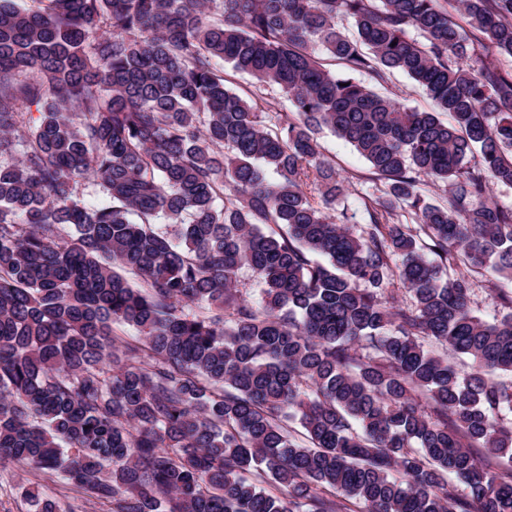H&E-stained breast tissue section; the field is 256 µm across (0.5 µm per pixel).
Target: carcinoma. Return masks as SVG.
<instances>
[{
  "mask_svg": "<svg viewBox=\"0 0 512 512\" xmlns=\"http://www.w3.org/2000/svg\"><path fill=\"white\" fill-rule=\"evenodd\" d=\"M33 2L0 0V465L109 512H512V290L487 321L452 272L512 281V0ZM394 72L448 123L353 77ZM325 128L385 180L356 231ZM224 73L228 86L256 102L264 112L268 111L267 105L270 103H280V105L288 107V102L276 87L259 86L249 75L237 73L229 66H224Z\"/></svg>",
  "mask_w": 512,
  "mask_h": 512,
  "instance_id": "1",
  "label": "carcinoma"
}]
</instances>
